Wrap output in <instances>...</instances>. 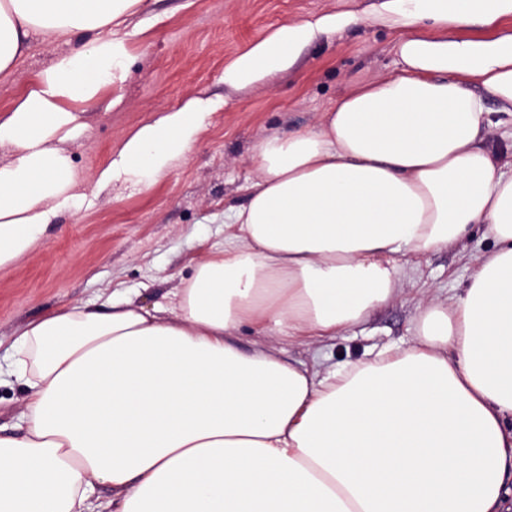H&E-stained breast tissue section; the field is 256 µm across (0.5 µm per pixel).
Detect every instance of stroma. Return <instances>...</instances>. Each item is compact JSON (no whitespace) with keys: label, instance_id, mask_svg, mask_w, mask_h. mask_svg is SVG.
Segmentation results:
<instances>
[{"label":"stroma","instance_id":"1","mask_svg":"<svg viewBox=\"0 0 512 512\" xmlns=\"http://www.w3.org/2000/svg\"><path fill=\"white\" fill-rule=\"evenodd\" d=\"M364 5L365 0H156L159 21L130 42L122 103L112 105L106 89L79 106L88 128L69 145L77 169L92 175L111 160L123 134L187 96L203 90L228 96L229 102L211 115L188 159L152 190L124 185L113 195L87 199L79 216L62 213L48 240L0 269V365L8 366L11 339L21 325L61 305L98 306L116 290L149 307L180 287L200 257L223 242L225 209L245 201L252 146L270 133L312 126L352 82L392 70L395 56L387 29L361 27L302 50L294 69L272 86L231 96L224 88L225 61L288 19ZM86 40L82 33L67 42L35 39L12 73L0 79V112L15 104L55 52L78 49ZM491 245L483 225H471L463 246L418 259L416 287L444 297L463 291L471 258ZM413 321L406 293L329 341L324 364L335 368L372 359L388 347H409Z\"/></svg>","mask_w":512,"mask_h":512}]
</instances>
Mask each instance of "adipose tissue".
Masks as SVG:
<instances>
[{"label":"adipose tissue","instance_id":"1","mask_svg":"<svg viewBox=\"0 0 512 512\" xmlns=\"http://www.w3.org/2000/svg\"><path fill=\"white\" fill-rule=\"evenodd\" d=\"M150 0H0V75L29 42L57 53L0 113V269L59 214L119 184L149 191L224 107L193 95L76 172L77 104L120 91ZM391 34L393 69L353 84L315 124L249 157L234 233L195 264L173 305L113 293L25 323L10 349L29 393L0 435V512H503L512 479V0H371L279 24L225 62L240 92L303 48L362 26ZM493 240L468 286L423 289L417 339L324 369L246 352L237 332L306 345L366 322L412 277L399 257Z\"/></svg>","mask_w":512,"mask_h":512}]
</instances>
